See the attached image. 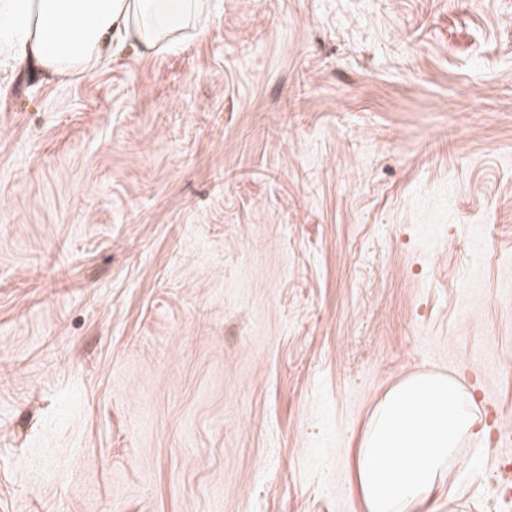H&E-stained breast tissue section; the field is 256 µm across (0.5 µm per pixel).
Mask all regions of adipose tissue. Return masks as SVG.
<instances>
[{
    "label": "adipose tissue",
    "mask_w": 512,
    "mask_h": 512,
    "mask_svg": "<svg viewBox=\"0 0 512 512\" xmlns=\"http://www.w3.org/2000/svg\"><path fill=\"white\" fill-rule=\"evenodd\" d=\"M212 0H0V70L88 73L123 46L153 56L181 48ZM435 397L439 408L420 406ZM472 395L432 372L409 375L375 407L360 439L355 485L366 512H429L455 458L479 439Z\"/></svg>",
    "instance_id": "adipose-tissue-1"
}]
</instances>
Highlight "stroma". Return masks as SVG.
<instances>
[{
  "mask_svg": "<svg viewBox=\"0 0 512 512\" xmlns=\"http://www.w3.org/2000/svg\"><path fill=\"white\" fill-rule=\"evenodd\" d=\"M427 369L512 425V0H221L0 80V512H365Z\"/></svg>",
  "mask_w": 512,
  "mask_h": 512,
  "instance_id": "stroma-1",
  "label": "stroma"
}]
</instances>
